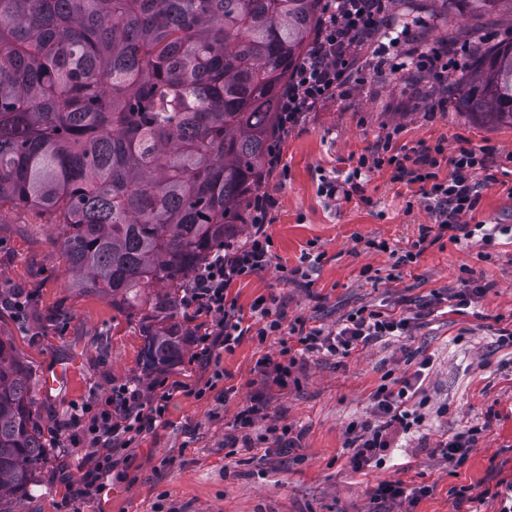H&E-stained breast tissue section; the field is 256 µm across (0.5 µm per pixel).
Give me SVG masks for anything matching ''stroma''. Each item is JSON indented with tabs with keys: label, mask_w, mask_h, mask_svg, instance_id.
<instances>
[{
	"label": "stroma",
	"mask_w": 512,
	"mask_h": 512,
	"mask_svg": "<svg viewBox=\"0 0 512 512\" xmlns=\"http://www.w3.org/2000/svg\"><path fill=\"white\" fill-rule=\"evenodd\" d=\"M424 6L421 24L395 50L398 61L437 51L459 61L452 73L459 80L472 67V46L512 40L511 15H450L442 0ZM389 40L378 32L350 81L281 138L286 170L266 172L260 185L276 200L266 227L271 264L233 284L227 298L247 325L262 299L283 325L303 320L332 330L364 305L416 311L449 288L482 283L485 291L461 312L441 305L398 339L345 357L305 354L283 386L274 381L277 336L261 340L249 333L232 348L218 346L203 356L195 337L211 329L214 318L180 305L166 322L179 330V354L154 368L148 349L161 325L153 304L165 294L163 284L143 289V304L134 310L77 290L60 246L51 242L53 215L2 208L0 292L19 289L28 302L21 312L0 309V341L32 372L29 396L49 448L11 512H500L499 493L512 483V345L499 339L500 329L512 325V235L489 247L476 237L458 244L441 239L393 280L394 257L369 243L403 248L418 238L420 226L434 224L419 185L392 181L382 171L364 182L362 197L330 201L320 192L323 174L346 170L351 158L391 132L408 148L441 139L452 149L465 140L488 152L493 169L512 166V127L475 122L435 76L372 66L374 46ZM467 220L512 227L505 186L480 181ZM305 251L320 255L319 264L308 277H286ZM55 370L66 377L46 390L45 378ZM388 373L417 378L431 410L410 433H395L382 464L352 470L348 427L373 417V395ZM157 380L172 390L162 422L131 447L113 450L112 469L93 499L74 500L99 458L86 455L62 422L122 384ZM257 397L265 416L243 431L237 417ZM483 421L488 430L461 464L441 458L440 443ZM286 428L298 435L296 445L278 439ZM389 480L414 493L413 503L390 507L374 500L373 489ZM462 486L470 492L459 501L451 490Z\"/></svg>",
	"instance_id": "obj_1"
}]
</instances>
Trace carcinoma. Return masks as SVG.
Masks as SVG:
<instances>
[{"mask_svg":"<svg viewBox=\"0 0 512 512\" xmlns=\"http://www.w3.org/2000/svg\"><path fill=\"white\" fill-rule=\"evenodd\" d=\"M321 0H0V204L57 215L73 285L134 308L173 292L244 220ZM471 13L512 0H448ZM512 126V41L476 49L453 88ZM180 336L162 327L158 364ZM29 368L0 341V502L46 462Z\"/></svg>","mask_w":512,"mask_h":512,"instance_id":"1","label":"carcinoma"}]
</instances>
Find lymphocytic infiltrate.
I'll list each match as a JSON object with an SVG mask.
<instances>
[{"label": "lymphocytic infiltrate", "instance_id": "lymphocytic-infiltrate-1", "mask_svg": "<svg viewBox=\"0 0 512 512\" xmlns=\"http://www.w3.org/2000/svg\"><path fill=\"white\" fill-rule=\"evenodd\" d=\"M390 3L391 0H323L322 22L307 54L280 95V133H287L304 113L314 110L336 88L347 83L357 62L356 45L388 18ZM396 140L395 134H388L374 149L351 159L347 172L324 177L322 191L326 197L332 200L350 195L359 190L362 178L388 170L393 181L420 185L423 197L435 212L434 225L420 227L418 240L405 247L401 262L413 261L416 251L422 250L425 240L432 235L445 236L456 243L477 233L484 243H491L500 232V225L481 224L473 229L466 222L478 193L476 176L488 168L486 153L471 145H460L450 152L441 140L404 149L397 146ZM444 163L450 170L443 179L438 170ZM274 205L270 195H255L248 206L251 232L247 241L240 245L226 240L190 275L181 297L182 305L215 317L211 333L197 340L201 355H208L219 345L232 348L246 333L234 303L227 300V290L233 283L265 270L270 264V239L265 226L271 221ZM252 311L259 323V338L273 334L280 338V354L288 359L287 364L275 368V380L280 384L289 376L290 366L296 363L298 355L323 351L344 356L371 342L407 335L416 319L415 313L407 310L398 313L382 306L366 305L347 314L331 331L303 325L286 331L280 315L265 301L256 302ZM413 389L408 379L396 389L382 385L374 395L379 421L351 424L348 446L352 450L349 463L353 469H361L390 448L389 430L393 425L408 429L421 423L423 405L411 403ZM167 401V395H151L141 384H128L112 390L95 406L73 415L69 423L81 429L88 447L127 448L163 419Z\"/></svg>", "mask_w": 512, "mask_h": 512}]
</instances>
